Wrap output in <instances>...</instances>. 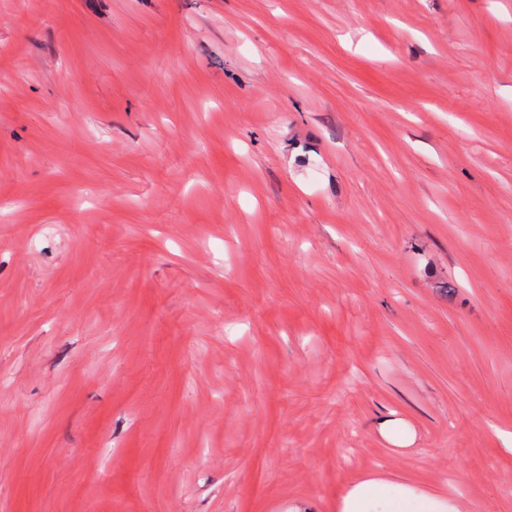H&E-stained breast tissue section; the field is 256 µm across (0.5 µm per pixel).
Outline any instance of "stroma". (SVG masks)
<instances>
[{
	"instance_id": "1",
	"label": "stroma",
	"mask_w": 512,
	"mask_h": 512,
	"mask_svg": "<svg viewBox=\"0 0 512 512\" xmlns=\"http://www.w3.org/2000/svg\"><path fill=\"white\" fill-rule=\"evenodd\" d=\"M512 512V0H0V512ZM378 488V484L369 481L357 484L345 499L344 512H369L365 510L371 501V494Z\"/></svg>"
}]
</instances>
